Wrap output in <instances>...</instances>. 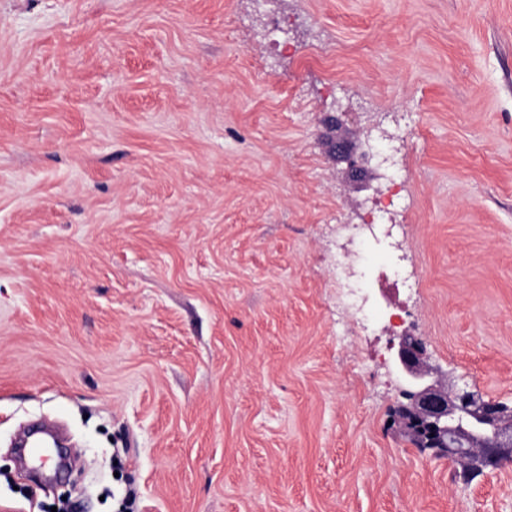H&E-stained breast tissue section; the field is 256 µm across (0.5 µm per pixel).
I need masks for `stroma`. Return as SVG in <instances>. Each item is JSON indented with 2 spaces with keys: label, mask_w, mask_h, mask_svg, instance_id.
I'll return each instance as SVG.
<instances>
[{
  "label": "stroma",
  "mask_w": 512,
  "mask_h": 512,
  "mask_svg": "<svg viewBox=\"0 0 512 512\" xmlns=\"http://www.w3.org/2000/svg\"><path fill=\"white\" fill-rule=\"evenodd\" d=\"M394 189L400 233H337ZM344 258L512 406V0H0V512H512V463L391 426ZM351 276L348 268L336 267V288L337 300L340 304H344L354 310L356 314L361 315L357 320L360 329H367L373 322L367 315V298L364 288H343V281Z\"/></svg>",
  "instance_id": "1"
}]
</instances>
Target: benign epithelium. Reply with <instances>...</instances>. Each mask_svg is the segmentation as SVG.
<instances>
[{
    "label": "benign epithelium",
    "instance_id": "7a95c632",
    "mask_svg": "<svg viewBox=\"0 0 512 512\" xmlns=\"http://www.w3.org/2000/svg\"><path fill=\"white\" fill-rule=\"evenodd\" d=\"M395 364L407 402L396 406L393 421L404 433L434 456L452 461L469 452L470 442H480L470 459V467L479 471L512 462V429L505 427L511 406L485 400L468 386L446 390L427 364L424 340L411 332L399 336Z\"/></svg>",
    "mask_w": 512,
    "mask_h": 512
}]
</instances>
